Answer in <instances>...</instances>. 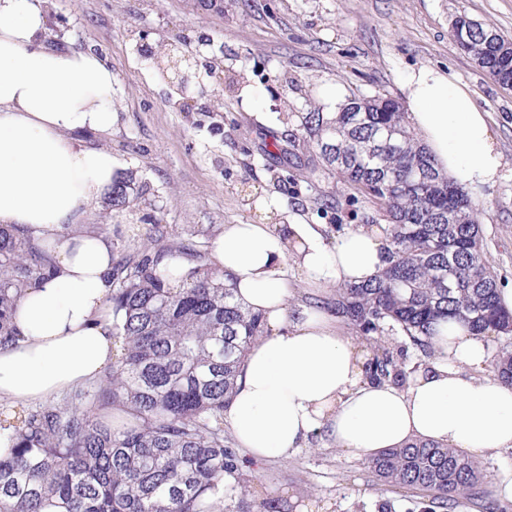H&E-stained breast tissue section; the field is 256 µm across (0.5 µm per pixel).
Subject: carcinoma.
<instances>
[{
    "mask_svg": "<svg viewBox=\"0 0 512 512\" xmlns=\"http://www.w3.org/2000/svg\"><path fill=\"white\" fill-rule=\"evenodd\" d=\"M458 45L497 83L512 87V39L461 16ZM179 55L175 43L148 50ZM330 117L312 107L299 128L275 136L267 155L300 174L322 171L363 197L366 221L387 239L378 278L336 289L323 309L370 341L369 378L405 383L408 353L431 356L433 325L452 319L503 339L495 369L512 385V312L500 303L499 278L477 214L462 186L436 168L398 103L355 98ZM130 183L115 179L112 208L130 204ZM172 254L195 258L179 289L164 286L158 265ZM196 243L172 242L155 224L138 247L112 246V325L123 340L120 367L94 390L74 391L67 407L20 409L0 418L14 441L0 456V512H217L207 494L234 479L246 489L224 437V405L238 367L263 333L261 316L203 265ZM56 268V257L25 228L0 227V349L15 342L17 301ZM393 333L402 344L387 341ZM381 485L423 495L422 512H456L482 497V465L457 452L415 442L371 461Z\"/></svg>",
    "mask_w": 512,
    "mask_h": 512,
    "instance_id": "1",
    "label": "carcinoma"
}]
</instances>
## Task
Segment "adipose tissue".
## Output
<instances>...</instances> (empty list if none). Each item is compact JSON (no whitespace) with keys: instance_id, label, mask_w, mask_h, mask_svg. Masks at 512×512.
<instances>
[{"instance_id":"adipose-tissue-1","label":"adipose tissue","mask_w":512,"mask_h":512,"mask_svg":"<svg viewBox=\"0 0 512 512\" xmlns=\"http://www.w3.org/2000/svg\"><path fill=\"white\" fill-rule=\"evenodd\" d=\"M48 0H0V225L26 227L56 256L13 316L15 345L0 350V401L27 406L98 378L115 363L112 240L85 217L112 188V70L98 55L48 49ZM407 120L441 173L478 189L504 174L497 135L466 86L449 72L410 70ZM385 239L361 224L327 243L318 224H227L208 264L232 276L234 294L265 320L242 360L224 410L250 463L285 457L323 432L347 456L374 459L413 441L479 461L512 452V386L490 368L488 335L445 321L434 355L405 385L365 374L369 352L340 319L289 308L294 280L316 288L361 285L384 266Z\"/></svg>"}]
</instances>
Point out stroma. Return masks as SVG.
Returning a JSON list of instances; mask_svg holds the SVG:
<instances>
[{
    "label": "stroma",
    "mask_w": 512,
    "mask_h": 512,
    "mask_svg": "<svg viewBox=\"0 0 512 512\" xmlns=\"http://www.w3.org/2000/svg\"><path fill=\"white\" fill-rule=\"evenodd\" d=\"M468 16L512 37V0H224L223 11L194 0H53L47 41L68 33L72 47L111 67L118 120L111 137L88 143L111 149L119 175L147 184L123 211L101 205L88 221L108 225L124 243L141 245L154 224L175 237L209 243L227 224L256 223L258 205L273 198L293 222L363 223L364 203L337 179L295 176L264 153L285 129L283 113L324 107L323 90L342 85L347 98L385 95L403 101L405 74L421 66L453 73L487 112L506 164L496 184L471 193L500 286L512 285V89L476 67L450 31ZM205 42L201 76L184 105L144 48L174 38ZM224 73L207 74L213 57ZM224 108L213 107L216 87ZM336 197V208L320 196ZM250 512H277L292 498L296 512H414L413 495L384 489L369 463L317 437L288 457L243 469Z\"/></svg>",
    "instance_id": "35a3bbf8"
}]
</instances>
